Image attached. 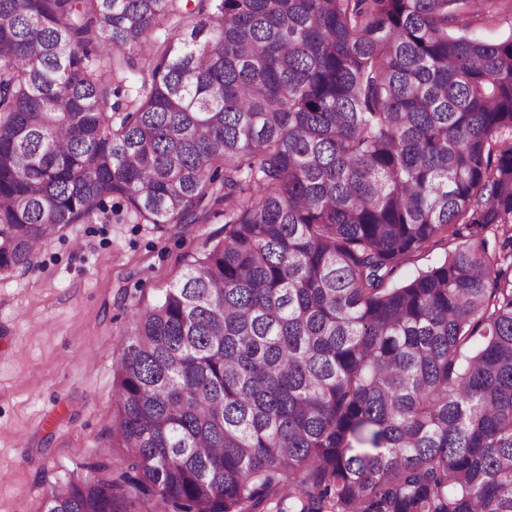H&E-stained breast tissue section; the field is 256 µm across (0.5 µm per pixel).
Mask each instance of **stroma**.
Listing matches in <instances>:
<instances>
[{
  "label": "stroma",
  "instance_id": "1",
  "mask_svg": "<svg viewBox=\"0 0 512 512\" xmlns=\"http://www.w3.org/2000/svg\"><path fill=\"white\" fill-rule=\"evenodd\" d=\"M224 235L106 212L58 234L25 271L0 274V512H43L44 484L111 445L114 370L135 309L182 280Z\"/></svg>",
  "mask_w": 512,
  "mask_h": 512
}]
</instances>
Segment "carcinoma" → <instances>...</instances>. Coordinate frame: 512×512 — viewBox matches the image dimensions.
Instances as JSON below:
<instances>
[{
    "label": "carcinoma",
    "mask_w": 512,
    "mask_h": 512,
    "mask_svg": "<svg viewBox=\"0 0 512 512\" xmlns=\"http://www.w3.org/2000/svg\"><path fill=\"white\" fill-rule=\"evenodd\" d=\"M193 4L0 0L1 273L224 207L44 512H512V4ZM504 14L506 13H503L496 21H487L481 16L470 18L472 34L489 42L498 40L510 28V23H506L510 19L505 20L502 17ZM447 243H440L430 249V251L421 254L407 261L399 272V277L402 280L408 279L418 273L422 269H426L438 261L442 260L448 252Z\"/></svg>",
    "instance_id": "cac0c4a2"
}]
</instances>
